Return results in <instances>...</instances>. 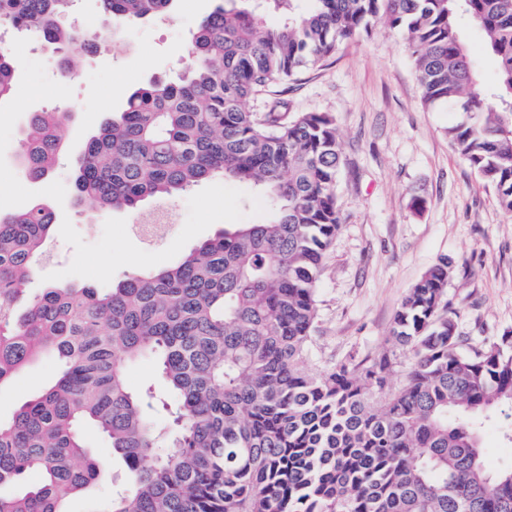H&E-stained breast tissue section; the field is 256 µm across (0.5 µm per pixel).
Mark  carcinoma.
I'll use <instances>...</instances> for the list:
<instances>
[{
	"instance_id": "1",
	"label": "carcinoma",
	"mask_w": 512,
	"mask_h": 512,
	"mask_svg": "<svg viewBox=\"0 0 512 512\" xmlns=\"http://www.w3.org/2000/svg\"><path fill=\"white\" fill-rule=\"evenodd\" d=\"M70 2L0 0V27L36 30L66 73L79 55L58 24ZM226 2L198 24L183 77L132 91L84 143L72 201L135 211L223 178L256 187L266 220L230 224L107 288L34 291L55 208L0 215V391L44 355L58 364L49 387L0 419V512H69L106 474L90 430L119 462L94 512H512V461L492 468L482 446L486 421L512 410V332L480 345L456 334L441 260L403 298L374 359L306 366L318 274L341 226L336 127L328 112L290 117L279 101L263 115L247 108L377 24L399 29L423 107L466 116L448 138L511 215L512 0ZM99 3L128 24L173 7ZM270 7L288 11L280 24L266 22ZM464 20L499 61L486 91L475 90ZM17 70L1 49L0 102ZM70 121L29 117L19 161L32 180L52 174ZM145 358L163 384L133 392L124 370ZM404 360V384L385 392Z\"/></svg>"
}]
</instances>
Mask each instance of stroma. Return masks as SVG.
<instances>
[{
	"instance_id": "1",
	"label": "stroma",
	"mask_w": 512,
	"mask_h": 512,
	"mask_svg": "<svg viewBox=\"0 0 512 512\" xmlns=\"http://www.w3.org/2000/svg\"><path fill=\"white\" fill-rule=\"evenodd\" d=\"M217 3L175 0L167 25H131L119 42L97 0H74L62 26L94 33L101 46L80 57L86 77L79 83L47 70L51 50L42 39L15 34L7 50L18 63L16 85L12 99L0 104V212L47 198L58 220L34 288L100 286L131 271H153L224 225L265 215L266 203L250 184L215 179L173 200L178 224L149 247L128 228L152 212V204L93 214L72 203L70 174L88 136L122 109L132 89L185 72L192 34ZM277 100L292 115L331 113L341 148L336 200L342 224L317 285L310 365L373 358L409 289L443 257L451 262L445 302L458 335L478 343L512 331V218L499 211L493 190L448 139L462 114L423 109L399 31L377 26L294 80L263 89L249 107L262 114ZM64 110L73 123L51 178L37 182L8 165L31 113ZM56 373L49 358L21 373L0 391V418Z\"/></svg>"
}]
</instances>
